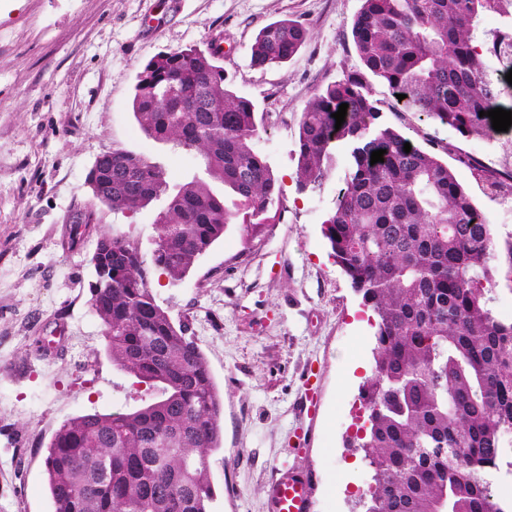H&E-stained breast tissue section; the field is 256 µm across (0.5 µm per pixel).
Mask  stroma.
<instances>
[{"mask_svg":"<svg viewBox=\"0 0 512 512\" xmlns=\"http://www.w3.org/2000/svg\"><path fill=\"white\" fill-rule=\"evenodd\" d=\"M362 0H0V512H51L44 458L58 427L88 413L138 405L150 395L113 365L88 284L100 230L129 235L150 253L153 202L137 214L103 211L82 238L76 207L92 203L86 176L115 148L163 165L171 181L200 172L196 157L145 136L132 99L144 63L163 51L214 40L233 91L256 108V149L281 188V205L243 242L233 224L173 284L153 277L156 300L184 325L224 396L222 446L208 458L211 512H270L275 468L310 473V512H355L370 478L354 434L353 404L373 364L369 310L331 255L322 225L344 185L348 157L320 190L299 191L295 142L311 94L360 70L352 22ZM293 19L310 31L282 66L257 70L249 50L265 25ZM383 118L420 146L441 150L493 225L512 237V194L489 189L458 160L512 170V132L487 141L392 110ZM66 345H59L63 329ZM44 343L46 353L36 352ZM314 371L316 410L295 403Z\"/></svg>","mask_w":512,"mask_h":512,"instance_id":"1","label":"stroma"}]
</instances>
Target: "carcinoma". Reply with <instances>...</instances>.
<instances>
[{
    "label": "carcinoma",
    "instance_id": "cac0c4a2",
    "mask_svg": "<svg viewBox=\"0 0 512 512\" xmlns=\"http://www.w3.org/2000/svg\"><path fill=\"white\" fill-rule=\"evenodd\" d=\"M512 17V0H362L352 38L363 70L313 92L298 122L296 184L319 189L348 154L345 186L323 224L336 263L371 311L373 366L359 388L371 512H512L490 487L512 474V322L491 307L498 242L453 170L434 151L382 121L370 79L406 95L402 108L466 138L492 140L479 112L511 110L512 32L473 40L486 12ZM294 20L264 26L250 65L275 68L305 44ZM219 45L153 56L137 76L133 111L149 138L195 154L204 176L173 183L161 166L114 148L86 183L113 212L135 214L163 197L151 259L130 239L100 233L91 258V308L112 363L154 396L127 411L65 421L47 447L52 512H208V456L220 447L223 397L198 345L158 304L156 273L182 281L228 225L259 232L280 187L254 147V104L229 89ZM348 104L335 129L331 114ZM410 143V152L404 144ZM384 149V161L370 164ZM458 161L490 184L512 171ZM224 187L220 193L215 185Z\"/></svg>",
    "mask_w": 512,
    "mask_h": 512
}]
</instances>
